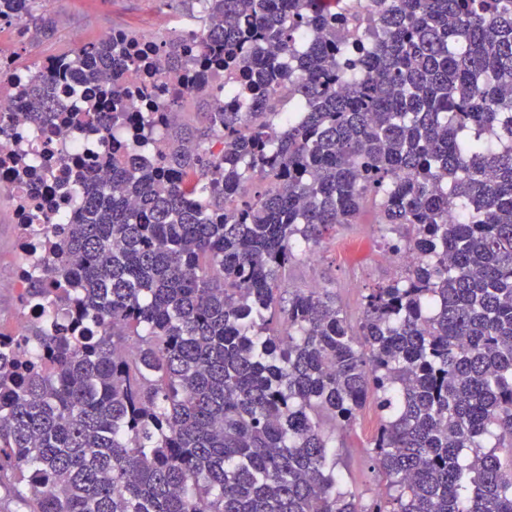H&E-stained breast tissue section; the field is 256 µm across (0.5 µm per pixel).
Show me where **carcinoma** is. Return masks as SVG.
Returning <instances> with one entry per match:
<instances>
[{
	"instance_id": "1",
	"label": "carcinoma",
	"mask_w": 512,
	"mask_h": 512,
	"mask_svg": "<svg viewBox=\"0 0 512 512\" xmlns=\"http://www.w3.org/2000/svg\"><path fill=\"white\" fill-rule=\"evenodd\" d=\"M194 2L250 113L198 88L203 124L168 112L158 141L124 111L137 54L101 40L73 54L71 111L37 78L0 120L137 142L75 159L72 222L18 225L39 241L19 301L45 319L0 331V487L20 512H512V0H371L354 48L344 0ZM3 19L55 30L48 0H0ZM369 199L413 260L354 327L288 269ZM370 399L366 502L334 431Z\"/></svg>"
}]
</instances>
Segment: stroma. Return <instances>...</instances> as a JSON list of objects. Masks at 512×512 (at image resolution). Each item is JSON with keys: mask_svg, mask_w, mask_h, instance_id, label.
Listing matches in <instances>:
<instances>
[{"mask_svg": "<svg viewBox=\"0 0 512 512\" xmlns=\"http://www.w3.org/2000/svg\"><path fill=\"white\" fill-rule=\"evenodd\" d=\"M49 7L57 27L47 38L20 35L14 24L0 22V54L10 56L16 67L31 68L43 57L73 53L115 26L165 39L182 31L197 11L193 0H50ZM161 17L167 22L163 30L156 27ZM385 252L377 212L373 205H365L356 223L337 226L335 236L319 252L297 257L288 274L289 285L330 288L337 306L350 321H357L367 288L388 282L400 272L385 260ZM16 264L14 201L0 188V282L13 278ZM378 425V413L369 403L352 427L336 430L339 468L350 488L366 499L379 488L369 459Z\"/></svg>", "mask_w": 512, "mask_h": 512, "instance_id": "1", "label": "stroma"}]
</instances>
